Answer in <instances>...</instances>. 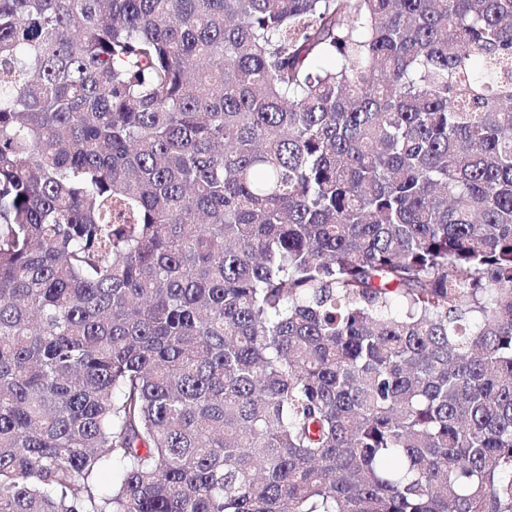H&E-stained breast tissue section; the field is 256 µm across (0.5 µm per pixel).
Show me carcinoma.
Masks as SVG:
<instances>
[{"mask_svg": "<svg viewBox=\"0 0 512 512\" xmlns=\"http://www.w3.org/2000/svg\"><path fill=\"white\" fill-rule=\"evenodd\" d=\"M0 512H512V0H0Z\"/></svg>", "mask_w": 512, "mask_h": 512, "instance_id": "1", "label": "carcinoma"}]
</instances>
